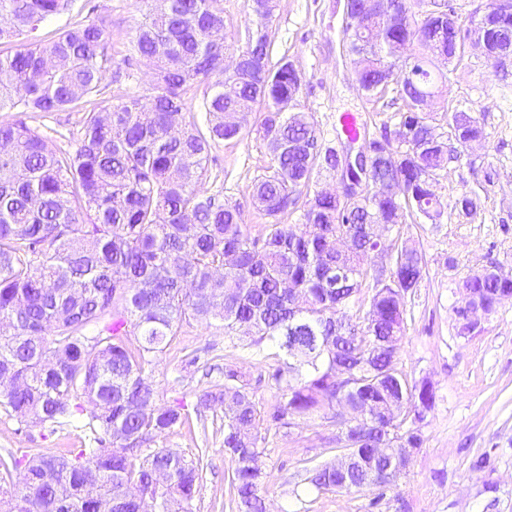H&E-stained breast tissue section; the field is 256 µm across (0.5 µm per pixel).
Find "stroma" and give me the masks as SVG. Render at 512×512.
Instances as JSON below:
<instances>
[{"label": "stroma", "instance_id": "stroma-1", "mask_svg": "<svg viewBox=\"0 0 512 512\" xmlns=\"http://www.w3.org/2000/svg\"><path fill=\"white\" fill-rule=\"evenodd\" d=\"M152 0H72L69 10L47 19L43 34L107 21L112 64L103 73L97 109L126 95L146 94L154 80L152 63L134 48L137 22ZM345 0H276L270 28L302 76L298 109L318 123L323 146L340 149L337 119L352 113L370 132L394 128V108L367 99L343 50ZM470 112L484 129L481 143L457 147V157L437 177L433 190L447 209L439 223L408 219L404 232L422 252V280L407 298V326L398 366L410 381H429L435 406L418 429L421 448L396 489L375 500L373 492L319 493L301 487L304 470L335 460L336 422L332 412L269 425L261 461L269 475L267 512H512V300L479 316L476 330L459 335L456 310L465 306V278L488 265L512 276V62L496 65L475 44L438 84L433 110L447 122L448 110ZM78 112H31L28 126L59 148L73 149L67 133ZM211 165L223 171L225 198L247 200L252 182L271 164L255 123L240 136L212 143ZM492 181H485L486 172ZM472 196V216L453 209L461 195ZM262 377L254 396L265 411L282 402L280 390L265 381L267 363L242 358L229 348L221 323L183 325L159 357L150 382L161 402L195 405L203 390L221 387L225 368ZM87 415L59 424L24 425L0 411V457L54 455L88 441ZM206 431L171 430L154 441L192 457L204 453L200 491L192 512H235L229 503L231 463L224 435L205 414Z\"/></svg>", "mask_w": 512, "mask_h": 512}]
</instances>
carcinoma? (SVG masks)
<instances>
[{
    "mask_svg": "<svg viewBox=\"0 0 512 512\" xmlns=\"http://www.w3.org/2000/svg\"><path fill=\"white\" fill-rule=\"evenodd\" d=\"M135 28V49L154 64L146 96H127L100 112L85 111L70 132L74 151L57 148L24 121L0 122V409L24 424H54L93 405L92 448L57 455L0 459L18 483L0 486V512H141L129 498L152 495L154 512H191L203 455L189 458L149 449L166 432L192 424L188 406L159 403L148 375L185 322L219 320L233 347L264 359L284 356L268 380L284 402L267 414L254 400L251 378L230 368L224 387L197 397L196 414L219 409L224 452L232 462L230 493L237 512H266L260 461L262 426L310 418L343 399L360 413L341 427L336 449L359 463L305 469L321 493L376 492L381 462L371 449H418L416 424L435 405L432 385L411 383L397 368L390 342L406 332V299L418 287L422 253L403 236L406 217L431 223L445 205L432 184L452 159L448 140L483 138L479 118L455 111L448 127L421 108L435 88L434 62L449 65L464 43L453 41L445 14L433 4L416 17L411 0H348L346 52L367 96L396 87L401 102L391 160L371 179L396 177L399 197L367 195L349 205L310 191L314 170L336 172V152L304 112H282L301 76L283 55L273 57L271 0H247L252 25L230 55L211 33L224 28L218 0H156ZM69 0H0V111L62 112L100 93L112 61L102 19L38 38L40 24ZM490 54L512 41V13L486 0ZM416 45L430 56L397 59ZM415 70L411 80L405 66ZM205 112L219 117L207 130L183 114L199 83ZM238 83L224 97V82ZM254 117L272 162L252 185L249 203L267 222L251 234L244 205L224 201V179L210 167L211 143L236 138ZM301 212L303 223L285 219ZM394 232L386 265L375 264L373 228ZM463 288L487 305L512 294V280L484 268ZM369 296L362 311L361 295ZM102 324L97 334L87 328ZM253 334L237 337L240 327Z\"/></svg>",
    "mask_w": 512,
    "mask_h": 512,
    "instance_id": "cac0c4a2",
    "label": "carcinoma"
}]
</instances>
